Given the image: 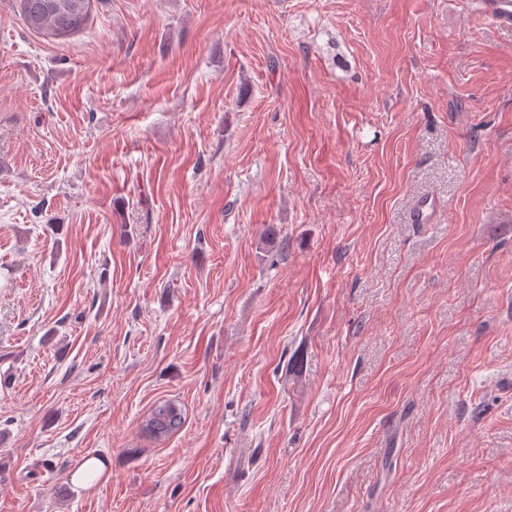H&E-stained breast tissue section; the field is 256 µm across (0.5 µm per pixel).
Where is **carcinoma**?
Instances as JSON below:
<instances>
[{
	"mask_svg": "<svg viewBox=\"0 0 512 512\" xmlns=\"http://www.w3.org/2000/svg\"><path fill=\"white\" fill-rule=\"evenodd\" d=\"M25 26L46 38L64 39L82 31L90 18L91 0H19ZM185 424L181 405L173 400L153 404L142 423V432L156 441L164 440Z\"/></svg>",
	"mask_w": 512,
	"mask_h": 512,
	"instance_id": "carcinoma-1",
	"label": "carcinoma"
}]
</instances>
